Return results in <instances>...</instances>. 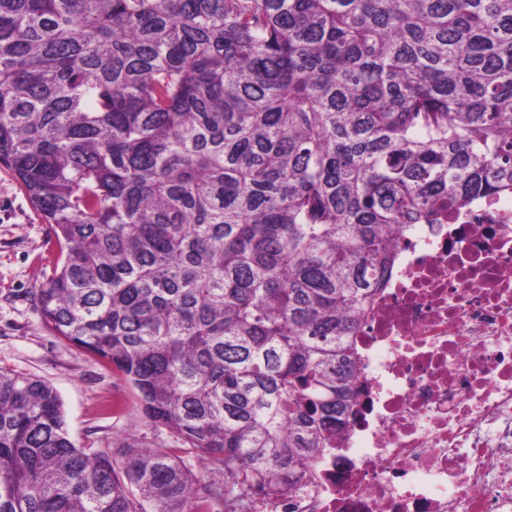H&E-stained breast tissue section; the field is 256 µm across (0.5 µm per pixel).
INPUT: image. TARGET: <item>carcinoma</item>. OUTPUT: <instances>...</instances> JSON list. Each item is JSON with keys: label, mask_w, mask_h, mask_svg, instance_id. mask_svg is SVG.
<instances>
[{"label": "carcinoma", "mask_w": 512, "mask_h": 512, "mask_svg": "<svg viewBox=\"0 0 512 512\" xmlns=\"http://www.w3.org/2000/svg\"><path fill=\"white\" fill-rule=\"evenodd\" d=\"M0 167L50 224L32 301L224 466L118 461L0 370V512H201L293 486L410 224L512 189V0H0Z\"/></svg>", "instance_id": "carcinoma-1"}]
</instances>
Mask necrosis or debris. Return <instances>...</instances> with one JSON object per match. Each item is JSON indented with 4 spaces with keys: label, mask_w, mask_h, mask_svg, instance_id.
Masks as SVG:
<instances>
[{
    "label": "necrosis or debris",
    "mask_w": 512,
    "mask_h": 512,
    "mask_svg": "<svg viewBox=\"0 0 512 512\" xmlns=\"http://www.w3.org/2000/svg\"><path fill=\"white\" fill-rule=\"evenodd\" d=\"M352 346L335 448L226 512H512V190L403 231Z\"/></svg>",
    "instance_id": "4bbe7bcc"
}]
</instances>
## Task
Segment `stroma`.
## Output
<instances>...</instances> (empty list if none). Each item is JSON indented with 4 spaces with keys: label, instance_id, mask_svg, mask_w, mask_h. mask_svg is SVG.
<instances>
[{
    "label": "stroma",
    "instance_id": "stroma-1",
    "mask_svg": "<svg viewBox=\"0 0 512 512\" xmlns=\"http://www.w3.org/2000/svg\"><path fill=\"white\" fill-rule=\"evenodd\" d=\"M56 253L50 225L11 173L0 168V370L51 384L72 441L86 453L116 456L128 447L170 451L200 483H223L221 466L146 417L139 393L119 370L45 326L32 293L51 277Z\"/></svg>",
    "mask_w": 512,
    "mask_h": 512
}]
</instances>
